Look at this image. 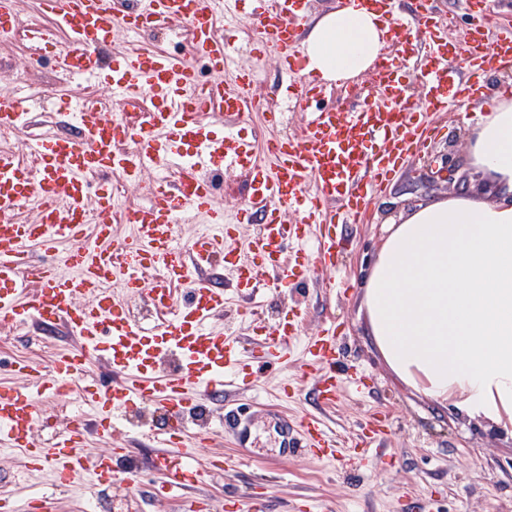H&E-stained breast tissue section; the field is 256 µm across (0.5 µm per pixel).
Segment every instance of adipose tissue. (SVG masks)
<instances>
[{"label":"adipose tissue","mask_w":512,"mask_h":512,"mask_svg":"<svg viewBox=\"0 0 512 512\" xmlns=\"http://www.w3.org/2000/svg\"><path fill=\"white\" fill-rule=\"evenodd\" d=\"M380 15L349 4L319 19L308 71L325 81L366 72L385 44ZM472 166L503 197L452 196L390 225L366 283L365 308L382 355L403 380L490 421L512 418V104L475 127Z\"/></svg>","instance_id":"obj_1"}]
</instances>
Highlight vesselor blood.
<instances>
[{
  "instance_id": "obj_1",
  "label": "vessel or blood",
  "mask_w": 512,
  "mask_h": 512,
  "mask_svg": "<svg viewBox=\"0 0 512 512\" xmlns=\"http://www.w3.org/2000/svg\"><path fill=\"white\" fill-rule=\"evenodd\" d=\"M381 13L397 46L395 54L371 74L372 100L346 108L309 109L331 88L304 72L305 48L298 30L309 0H256V25L263 36L252 43L256 56L276 50L299 90L286 107L303 113L300 137L269 139L265 158L244 136L240 116L254 111L252 74L237 72V54L224 30L236 28L239 0H149L146 9L120 8L119 0H39L42 13L67 33L63 45L26 35L27 60L39 65L52 58L58 75H81L109 89L126 109L112 117L91 109L71 122L66 97L55 96L58 131L30 139L24 151H0V321L49 332L63 328L75 339L59 353L51 373L19 363L22 386L0 388V451L30 464L51 465L57 481L88 476L93 485H124L134 470L116 471L118 449L88 455L89 435L107 441L127 415L149 406L162 409L167 429L158 435L153 466L168 490L200 481L202 470L190 451L203 435L187 436L185 416L200 403L222 414L227 388L240 384L257 364L240 341L224 331L219 317L227 296L254 302L261 277L274 287L303 284L312 263L336 265L332 229L365 216L384 186L419 154L435 132L432 116L455 106L480 108L492 98L485 73L512 70V30L491 33L486 15L473 18L463 42L443 37L444 19L421 12L413 19L395 8L396 0H360ZM422 22L426 38L416 54L404 48ZM148 29L165 30L180 49L115 51L116 33L129 40ZM213 77L197 83L199 61ZM415 71L426 102L407 95V73ZM25 114L19 98L0 96V128L15 126ZM224 120V134L208 128L210 117ZM240 171L249 195L237 224L259 231L236 248V226L216 206L214 174ZM122 173L128 182L149 183V199L121 216L106 179ZM35 204L32 217L22 209ZM92 209L94 226L82 215ZM298 217L283 220L282 210ZM199 213L206 233L183 243L178 214ZM127 222L130 237L116 238L112 227ZM296 240L293 262H285L284 241ZM71 245L52 264H30L27 246L53 251L58 241ZM187 287L185 304L176 290ZM153 306L157 321L145 325L130 312L127 296ZM299 315L263 326V350L287 349L299 334ZM307 351L323 371L318 383L322 405L336 399L331 374L336 347L329 338L311 341ZM100 361L112 374L106 389L73 381ZM68 393L76 410L65 429L51 438H33L43 401ZM306 445L333 450L336 440L319 419L304 422Z\"/></svg>"
}]
</instances>
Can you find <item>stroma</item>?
Returning a JSON list of instances; mask_svg holds the SVG:
<instances>
[{
  "instance_id": "1",
  "label": "stroma",
  "mask_w": 512,
  "mask_h": 512,
  "mask_svg": "<svg viewBox=\"0 0 512 512\" xmlns=\"http://www.w3.org/2000/svg\"><path fill=\"white\" fill-rule=\"evenodd\" d=\"M292 89L278 54H270L261 82L252 87L261 109L242 117L244 134L268 138L263 113L280 108ZM478 115L468 106L436 113L439 135L375 200L368 222L337 225L341 276L316 265L299 287L269 288L264 310L225 309V328L244 341L252 338L256 321L275 322L286 309L301 310V333L287 359L228 392L230 408L248 420L247 437L239 439L226 427L197 448L199 463L223 460L222 471L198 485L155 495L161 476L152 466L157 448L150 435L166 428L161 412L150 411L138 430L120 429L117 441L138 462L124 512H191L198 499L206 501L207 512H225L231 500L241 501L243 512H512V433L461 412L458 396L437 400L420 382L398 378L376 345L364 307L366 280L386 226L400 223L419 204L479 190L480 179L468 165ZM451 163L466 180H447ZM331 327L340 352L336 404L324 408L315 395L317 369L305 342ZM71 345L61 332L48 336L25 329L0 336V387L21 385L13 362L25 360L46 371ZM315 415L336 436L335 457L299 447L298 427ZM375 429L387 434L386 454L360 458L354 444ZM19 482L34 486L45 512H84L86 490L58 486L50 470L0 460V495Z\"/></svg>"
}]
</instances>
